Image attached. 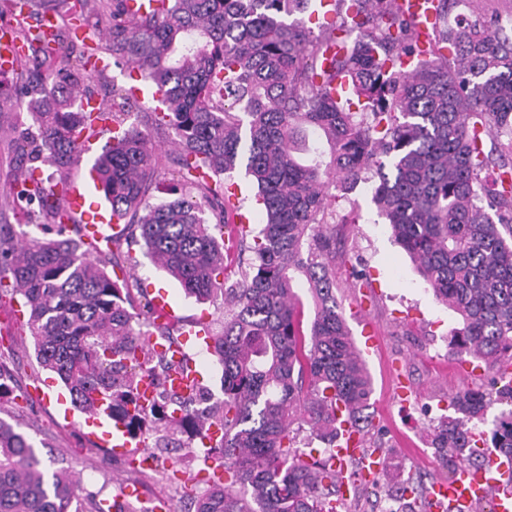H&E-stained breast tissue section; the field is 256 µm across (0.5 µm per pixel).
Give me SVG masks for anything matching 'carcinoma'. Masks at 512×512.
Here are the masks:
<instances>
[{
  "label": "carcinoma",
  "instance_id": "obj_1",
  "mask_svg": "<svg viewBox=\"0 0 512 512\" xmlns=\"http://www.w3.org/2000/svg\"><path fill=\"white\" fill-rule=\"evenodd\" d=\"M124 2L112 0V52L167 95L153 122L174 130L173 164L191 190L150 202L166 164L147 134L124 127L128 100L104 105L100 116L120 136L91 170L154 266L198 301L222 300L220 328L207 327L223 399L198 411L166 391L173 362L150 355L147 339L169 329L151 320V302L138 303L142 289L107 271L125 268L124 238H111L107 252L83 248L60 219L55 179L34 177L48 166L63 180L88 130L81 98L92 74L65 58L18 102L35 129L17 145L29 171L0 206L29 205L25 224L36 233L15 237L0 225V296L22 301L39 367L67 384L83 412L106 394L112 413L156 445L179 434L181 447L197 448L208 427L224 430L204 449L221 471L210 473L194 512H359L341 495L336 432L340 413L358 432L372 428V379L336 296V224L346 220L333 207L377 175L380 215L459 318L449 351L503 379L512 368V26L487 17L450 24L459 0H437L425 57L395 0H334L341 20L316 37L298 19L310 0H160L140 17ZM338 78L361 111L335 88ZM242 166L265 223L234 225L233 247L247 258L226 281L224 227L240 210L227 181ZM300 284L312 301L307 328ZM144 377L166 403L162 417L154 405L128 413ZM497 404L507 408L487 420ZM452 408L427 434L448 474L486 468L478 442L489 433L512 480V381L465 386ZM487 422L489 431L478 429ZM305 428L325 447L299 448ZM364 451L384 463L372 486L401 512H428L422 481L388 486L389 452L378 442ZM112 508L74 472L46 474L27 436L0 419V512Z\"/></svg>",
  "mask_w": 512,
  "mask_h": 512
}]
</instances>
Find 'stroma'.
Wrapping results in <instances>:
<instances>
[{"label": "stroma", "mask_w": 512, "mask_h": 512, "mask_svg": "<svg viewBox=\"0 0 512 512\" xmlns=\"http://www.w3.org/2000/svg\"><path fill=\"white\" fill-rule=\"evenodd\" d=\"M83 40H65L70 58H78L85 48L102 46L103 59L110 66L87 84L97 100L108 102L134 85L125 62H112L107 45L112 38L109 10L89 11L83 23ZM16 78L0 77V88L7 98L0 107V198L8 194L18 171L14 140L29 126L26 111L13 106ZM373 182L359 183L348 199L339 200L336 210L350 214L339 244L348 254L336 267L337 296L353 339H360L363 321H370L378 336L375 351L365 362L373 381L371 398L374 428L371 440L389 448L402 472L419 475L424 484L446 480L448 471L435 458L426 442L425 431L431 424V409L447 407L450 398L465 385H490L493 375L485 368L448 354V334L457 326L458 317L437 302L427 290L411 260L394 243L391 232L378 216L372 202ZM130 250L139 259L133 270L147 295L165 293L181 322L198 316L217 320L221 303L200 304L185 295L180 283L156 268L144 257L140 245ZM368 284L355 287L356 274ZM14 346L0 345V363L6 364L15 380L11 394L0 397V418L26 431L46 471L68 467L78 472L83 486L102 497L121 499L124 484L139 486L142 499L165 501L172 512L184 505V477L203 466L201 458L186 455L170 465L168 453H161L157 467L142 469L129 456L114 455L111 448L87 441L76 426L68 423L55 406L44 405L29 396V390L49 382L53 392L62 384L55 374L38 367L31 338L21 333ZM409 383L410 395L400 400L395 375Z\"/></svg>", "instance_id": "obj_1"}]
</instances>
